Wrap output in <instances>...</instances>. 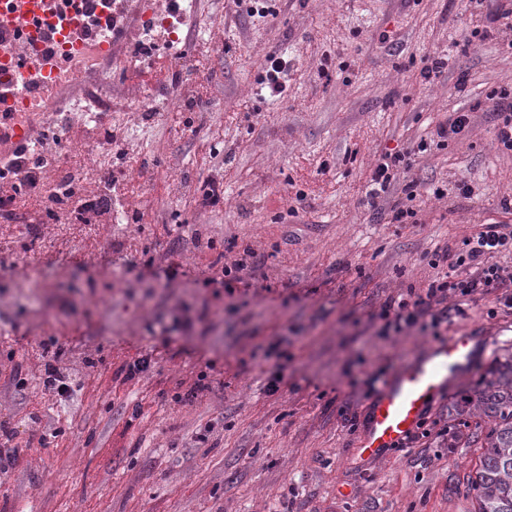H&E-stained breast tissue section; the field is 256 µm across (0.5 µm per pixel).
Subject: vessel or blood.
Here are the masks:
<instances>
[{
  "mask_svg": "<svg viewBox=\"0 0 512 512\" xmlns=\"http://www.w3.org/2000/svg\"><path fill=\"white\" fill-rule=\"evenodd\" d=\"M475 343L469 334H455L399 368L372 400L368 427L359 445L361 454L379 458L414 432L435 397L466 375Z\"/></svg>",
  "mask_w": 512,
  "mask_h": 512,
  "instance_id": "1",
  "label": "vessel or blood"
}]
</instances>
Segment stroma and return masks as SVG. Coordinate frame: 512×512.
Segmentation results:
<instances>
[{"label": "stroma", "mask_w": 512, "mask_h": 512, "mask_svg": "<svg viewBox=\"0 0 512 512\" xmlns=\"http://www.w3.org/2000/svg\"><path fill=\"white\" fill-rule=\"evenodd\" d=\"M193 2L176 14L179 43L163 29L150 39L176 85L116 79L126 59L116 43L111 80L56 95L88 172L103 128L81 112L112 103V148L135 158L140 185L114 205L142 221L78 238L28 205L24 224L0 222V420L19 419L22 445L41 433L22 420L10 374L18 361L38 374L43 339L66 346L81 382L58 409L64 435L0 474V512H474L479 448L455 403L512 356V309L479 294L436 334L385 333L378 313L443 274L435 252L480 225H512L500 205L512 198V154L477 106L512 80V29L472 37L478 0H281L264 21L232 0ZM275 52L290 70L274 97L260 76ZM428 55L448 59L431 82L420 76ZM455 111L469 113L468 133L431 142ZM387 148L411 150V165L373 202L371 170ZM210 179L223 192L197 206ZM410 179L423 184L418 223H386L380 210ZM34 251L54 275L32 300L8 283ZM248 251L257 262L241 282L214 283ZM173 262L184 273L170 280ZM463 332L488 336V349L425 415L429 436L360 456L375 394L436 338ZM143 357L149 369L128 376Z\"/></svg>", "instance_id": "35a3bbf8"}]
</instances>
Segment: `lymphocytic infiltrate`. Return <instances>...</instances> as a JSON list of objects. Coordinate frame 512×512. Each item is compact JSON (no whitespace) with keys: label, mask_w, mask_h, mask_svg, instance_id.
Wrapping results in <instances>:
<instances>
[{"label":"lymphocytic infiltrate","mask_w":512,"mask_h":512,"mask_svg":"<svg viewBox=\"0 0 512 512\" xmlns=\"http://www.w3.org/2000/svg\"><path fill=\"white\" fill-rule=\"evenodd\" d=\"M492 105L496 121L495 140L499 150L512 153V85L491 91L486 96ZM12 173V180L0 182V217L10 220L15 216L20 196L17 183L52 184L58 171L55 158L42 152L26 153L15 148L0 153V170ZM39 207L48 217L56 218L68 213L81 223H92L95 217L110 213L112 196L108 193L63 190L39 198ZM512 254V230L504 224H484L470 237L464 239L458 251H444L440 259L447 270L432 281L423 295L383 305L380 318L385 331L399 332L415 325L425 329H438L450 321L453 309L449 298L463 302L494 288L499 292L500 305L512 308V275L505 274L496 264L498 255ZM66 347L56 338L44 340L41 345V370L39 378H31L23 371L22 364H15L11 378L17 392H26L32 383H40L43 391L55 401L68 400L73 392L69 375L62 363Z\"/></svg>","instance_id":"1"}]
</instances>
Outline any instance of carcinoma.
<instances>
[{
  "label": "carcinoma",
  "mask_w": 512,
  "mask_h": 512,
  "mask_svg": "<svg viewBox=\"0 0 512 512\" xmlns=\"http://www.w3.org/2000/svg\"><path fill=\"white\" fill-rule=\"evenodd\" d=\"M458 415L484 423L479 463L469 478L476 512H512V358L497 365L476 398L461 400Z\"/></svg>",
  "instance_id": "1"
}]
</instances>
